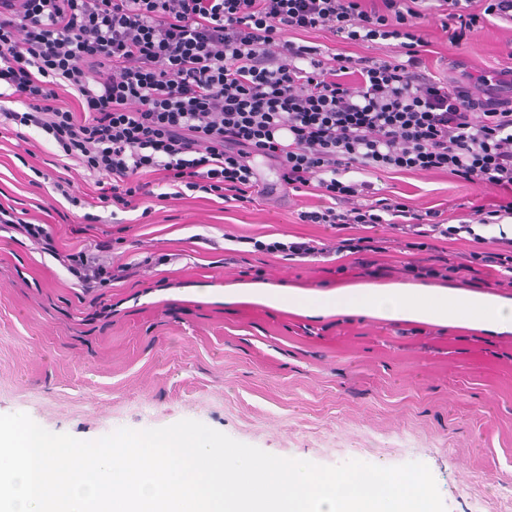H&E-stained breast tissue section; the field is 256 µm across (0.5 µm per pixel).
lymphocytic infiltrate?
Masks as SVG:
<instances>
[{
	"mask_svg": "<svg viewBox=\"0 0 512 512\" xmlns=\"http://www.w3.org/2000/svg\"><path fill=\"white\" fill-rule=\"evenodd\" d=\"M449 43L487 17L512 22V0H438ZM420 0H0V89L21 110L0 117L51 137L93 176L97 200L122 211L184 198L252 201L255 157L282 184L313 187L323 205L301 223L358 237L330 250L377 251L368 229L394 217L411 249L487 232L469 264L512 287V200L450 223L376 198L366 173H445L512 191V80L473 90L425 74ZM394 41L389 58L293 41ZM70 89L77 108L63 106Z\"/></svg>",
	"mask_w": 512,
	"mask_h": 512,
	"instance_id": "obj_1",
	"label": "lymphocytic infiltrate"
}]
</instances>
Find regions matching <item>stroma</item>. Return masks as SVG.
Wrapping results in <instances>:
<instances>
[{
  "label": "stroma",
  "mask_w": 512,
  "mask_h": 512,
  "mask_svg": "<svg viewBox=\"0 0 512 512\" xmlns=\"http://www.w3.org/2000/svg\"><path fill=\"white\" fill-rule=\"evenodd\" d=\"M429 11L423 58L436 78L475 82L512 69V25L489 18L457 45ZM262 193L240 207L187 197L151 211H84L54 200L64 176L48 135L0 128V201L52 224L54 250L0 228V414L25 413L53 433L98 439L116 429L192 419L267 453L340 464L361 456L385 466L421 462L446 512H512V332L368 316L310 317L285 306L222 299L226 287L261 282L311 295L358 285L409 283L416 255L388 226L368 265L355 256L302 261L256 250L253 240L328 244L334 230L303 224L320 199L284 189L275 166L254 160ZM381 197L414 210L490 207L512 193L448 174L380 172ZM92 254L111 281L81 287L61 263ZM496 271L461 272L442 285L512 300Z\"/></svg>",
  "instance_id": "1"
}]
</instances>
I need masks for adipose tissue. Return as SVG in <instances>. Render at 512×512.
<instances>
[{
  "instance_id": "obj_1",
  "label": "adipose tissue",
  "mask_w": 512,
  "mask_h": 512,
  "mask_svg": "<svg viewBox=\"0 0 512 512\" xmlns=\"http://www.w3.org/2000/svg\"><path fill=\"white\" fill-rule=\"evenodd\" d=\"M395 303L382 304L380 289L366 286L351 291L339 290L333 294L317 295L311 302H303L300 295L288 296L292 307H305L313 315H364L411 321L432 320L444 325L466 326L472 319L468 314V300L447 291H432L422 285H401L394 288Z\"/></svg>"
}]
</instances>
